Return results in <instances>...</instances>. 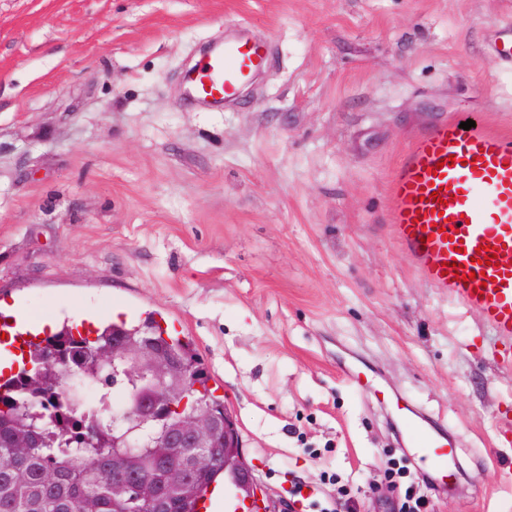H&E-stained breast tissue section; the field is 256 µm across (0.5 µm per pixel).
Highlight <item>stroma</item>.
<instances>
[{
	"mask_svg": "<svg viewBox=\"0 0 512 512\" xmlns=\"http://www.w3.org/2000/svg\"><path fill=\"white\" fill-rule=\"evenodd\" d=\"M512 0H0V300L54 325L113 310L182 325L269 512L387 462L426 474L382 389L450 433L428 512H512V365L390 231L413 136L456 114L512 134ZM234 30L272 47L231 106L182 76Z\"/></svg>",
	"mask_w": 512,
	"mask_h": 512,
	"instance_id": "1",
	"label": "stroma"
}]
</instances>
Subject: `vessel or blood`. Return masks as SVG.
Segmentation results:
<instances>
[{
    "mask_svg": "<svg viewBox=\"0 0 512 512\" xmlns=\"http://www.w3.org/2000/svg\"><path fill=\"white\" fill-rule=\"evenodd\" d=\"M269 58L265 42L245 33L229 37L186 75L188 91L200 101H235ZM460 123L457 116L443 119L405 150L390 185L392 234L430 286L477 309L512 351V137ZM482 246L497 263L475 261ZM48 333L21 304L0 319L1 385L27 368L28 344ZM381 401L400 414L414 455L437 480L447 478L458 450L445 430L417 419L397 394L383 393Z\"/></svg>",
    "mask_w": 512,
    "mask_h": 512,
    "instance_id": "vessel-or-blood-1",
    "label": "vessel or blood"
}]
</instances>
